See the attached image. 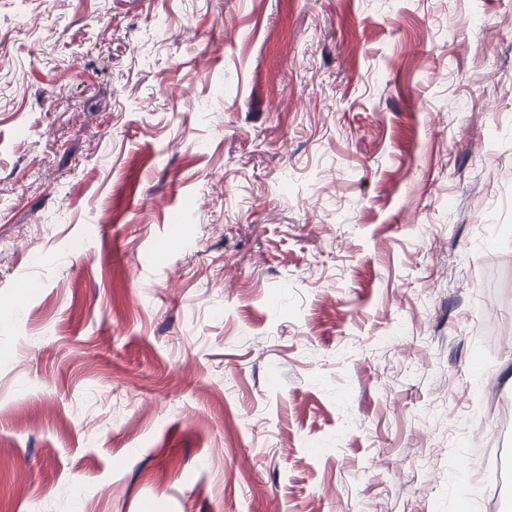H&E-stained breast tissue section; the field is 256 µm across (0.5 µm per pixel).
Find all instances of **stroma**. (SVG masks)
I'll return each instance as SVG.
<instances>
[{
  "instance_id": "35a3bbf8",
  "label": "stroma",
  "mask_w": 512,
  "mask_h": 512,
  "mask_svg": "<svg viewBox=\"0 0 512 512\" xmlns=\"http://www.w3.org/2000/svg\"><path fill=\"white\" fill-rule=\"evenodd\" d=\"M507 415L512 0H0V512H512Z\"/></svg>"
}]
</instances>
